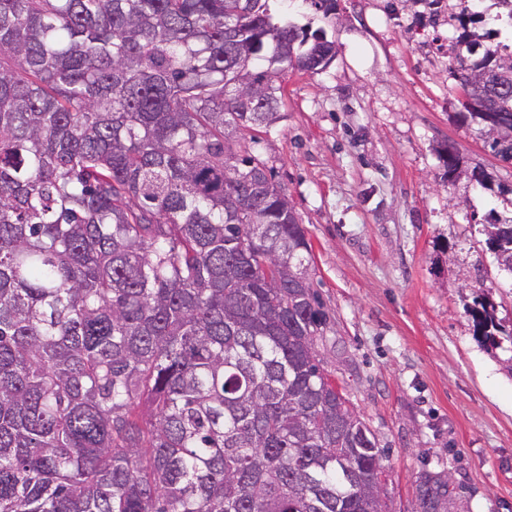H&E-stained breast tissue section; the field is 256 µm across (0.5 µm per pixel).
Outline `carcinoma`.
Wrapping results in <instances>:
<instances>
[{"mask_svg":"<svg viewBox=\"0 0 512 512\" xmlns=\"http://www.w3.org/2000/svg\"><path fill=\"white\" fill-rule=\"evenodd\" d=\"M269 2L0 0V512H389L305 229L264 160L227 166L278 66L336 54ZM486 233L512 273V218ZM455 500L424 471L412 512Z\"/></svg>","mask_w":512,"mask_h":512,"instance_id":"cac0c4a2","label":"carcinoma"}]
</instances>
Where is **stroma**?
<instances>
[{"label": "stroma", "instance_id": "obj_1", "mask_svg": "<svg viewBox=\"0 0 512 512\" xmlns=\"http://www.w3.org/2000/svg\"><path fill=\"white\" fill-rule=\"evenodd\" d=\"M278 8L324 30L336 57L316 74L285 68L281 120L232 148L273 168L306 229L329 318L320 355L385 451L391 512H411L425 470L465 485L457 512H512V273L482 232L512 217V161L466 118L457 79L463 32L512 46V28L497 0L465 28L460 0ZM479 294L505 329L497 342L474 332Z\"/></svg>", "mask_w": 512, "mask_h": 512}]
</instances>
